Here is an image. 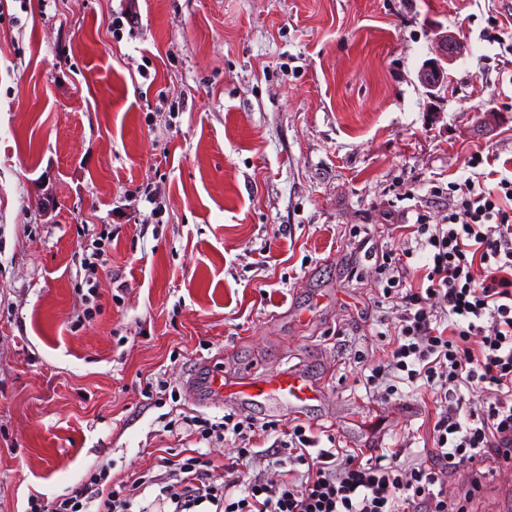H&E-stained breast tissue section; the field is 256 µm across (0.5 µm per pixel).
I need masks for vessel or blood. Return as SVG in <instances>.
Here are the masks:
<instances>
[{
    "label": "vessel or blood",
    "instance_id": "b4317fda",
    "mask_svg": "<svg viewBox=\"0 0 512 512\" xmlns=\"http://www.w3.org/2000/svg\"><path fill=\"white\" fill-rule=\"evenodd\" d=\"M235 394L247 405L263 403L276 408L285 404L297 410L321 398L319 384L297 369L265 374L246 372L237 382Z\"/></svg>",
    "mask_w": 512,
    "mask_h": 512
}]
</instances>
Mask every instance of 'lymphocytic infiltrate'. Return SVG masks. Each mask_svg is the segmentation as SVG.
<instances>
[{
  "label": "lymphocytic infiltrate",
  "mask_w": 512,
  "mask_h": 512,
  "mask_svg": "<svg viewBox=\"0 0 512 512\" xmlns=\"http://www.w3.org/2000/svg\"><path fill=\"white\" fill-rule=\"evenodd\" d=\"M453 190L442 223L418 215L415 248L382 269L384 298L400 304L384 357L366 378L379 393H395L402 377L431 395L429 460L404 465L390 448L366 461L346 448L314 455L316 439L299 424L273 443L289 463L275 484L254 476L236 495L190 458L117 488L99 471L52 507L32 502L30 512H133L141 489L153 485L167 512L204 504L214 512H464L444 494L448 470L512 453V178L491 190L468 179ZM418 250L426 264L403 277Z\"/></svg>",
  "instance_id": "1"
}]
</instances>
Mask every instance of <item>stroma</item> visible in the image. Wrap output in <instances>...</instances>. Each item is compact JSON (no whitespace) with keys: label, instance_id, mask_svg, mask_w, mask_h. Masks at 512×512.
Wrapping results in <instances>:
<instances>
[{"label":"stroma","instance_id":"1","mask_svg":"<svg viewBox=\"0 0 512 512\" xmlns=\"http://www.w3.org/2000/svg\"><path fill=\"white\" fill-rule=\"evenodd\" d=\"M123 6L0 0V512L164 458L274 481L298 424L428 459L423 390L364 381L393 327L379 265L418 214L440 223L471 154L512 171V0H138L113 29ZM448 32L466 51L430 91ZM208 362L230 383L294 367L324 396L203 403ZM241 412L268 427L243 465L233 435L165 429ZM476 480L471 512H512V466L449 472V500Z\"/></svg>","mask_w":512,"mask_h":512}]
</instances>
